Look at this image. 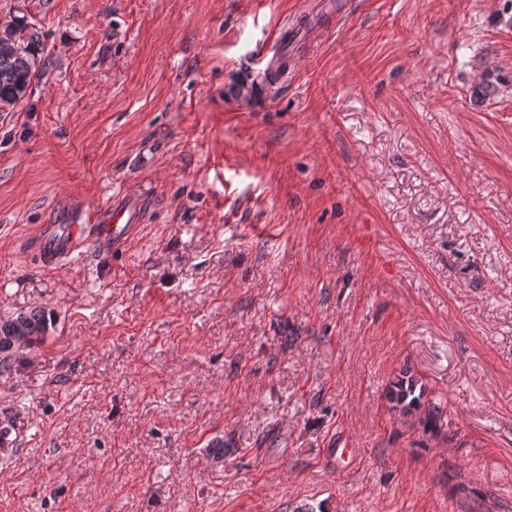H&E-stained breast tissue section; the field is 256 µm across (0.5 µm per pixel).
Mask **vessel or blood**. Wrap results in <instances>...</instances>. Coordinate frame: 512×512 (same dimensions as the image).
Here are the masks:
<instances>
[{
  "label": "vessel or blood",
  "instance_id": "vessel-or-blood-1",
  "mask_svg": "<svg viewBox=\"0 0 512 512\" xmlns=\"http://www.w3.org/2000/svg\"><path fill=\"white\" fill-rule=\"evenodd\" d=\"M146 206L145 196L134 191L99 204L74 200L67 223L41 225L37 255L44 265L55 266L91 245L121 248L143 224Z\"/></svg>",
  "mask_w": 512,
  "mask_h": 512
}]
</instances>
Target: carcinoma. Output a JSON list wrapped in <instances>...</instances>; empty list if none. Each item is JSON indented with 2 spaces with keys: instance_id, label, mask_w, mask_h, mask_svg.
I'll use <instances>...</instances> for the list:
<instances>
[{
  "instance_id": "carcinoma-1",
  "label": "carcinoma",
  "mask_w": 512,
  "mask_h": 512,
  "mask_svg": "<svg viewBox=\"0 0 512 512\" xmlns=\"http://www.w3.org/2000/svg\"><path fill=\"white\" fill-rule=\"evenodd\" d=\"M26 43L25 51L13 52L11 42ZM42 51V38L38 31H28V23L17 17L0 35V112L13 110L26 96L34 78L38 76V58ZM48 330V317L42 309L20 312L0 318V367H10L14 340L24 338L27 345L41 343ZM416 381L400 379L388 391L393 407L411 413L421 407V395L415 394Z\"/></svg>"
}]
</instances>
